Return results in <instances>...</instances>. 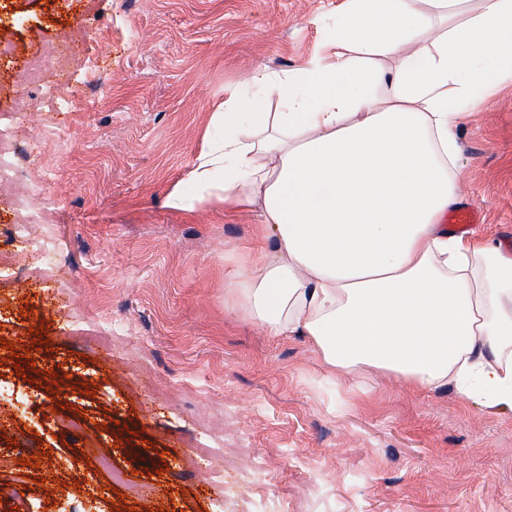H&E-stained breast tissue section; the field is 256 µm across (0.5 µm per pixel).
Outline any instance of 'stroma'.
Masks as SVG:
<instances>
[{
    "instance_id": "1",
    "label": "stroma",
    "mask_w": 512,
    "mask_h": 512,
    "mask_svg": "<svg viewBox=\"0 0 512 512\" xmlns=\"http://www.w3.org/2000/svg\"><path fill=\"white\" fill-rule=\"evenodd\" d=\"M346 0H0V120L49 177L34 207L52 221L68 287L29 279L38 262L0 195V338L36 367L16 374L0 347V483L29 512H512V409L454 386L431 391L379 372L325 365L303 336L275 337L224 308L235 261L266 249L260 207L186 216L166 194L203 146L214 104L251 99L323 54ZM43 69L78 101L38 107L21 73ZM62 129L67 145L42 135ZM460 200L477 237L512 239V82L455 131ZM111 321V363L72 336L70 315ZM60 376L59 391L47 375ZM87 393H79V386ZM80 414L69 430L57 406ZM224 448L187 465L202 423ZM96 438L84 449L85 436ZM111 456L139 498L91 465ZM38 458V466L27 461Z\"/></svg>"
}]
</instances>
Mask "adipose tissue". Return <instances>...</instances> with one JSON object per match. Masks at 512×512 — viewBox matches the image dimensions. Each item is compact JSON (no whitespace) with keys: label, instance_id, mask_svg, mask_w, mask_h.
Returning a JSON list of instances; mask_svg holds the SVG:
<instances>
[{"label":"adipose tissue","instance_id":"obj_1","mask_svg":"<svg viewBox=\"0 0 512 512\" xmlns=\"http://www.w3.org/2000/svg\"><path fill=\"white\" fill-rule=\"evenodd\" d=\"M347 0L326 53L274 92L215 104L168 209L257 205L271 249L228 305L323 362L512 406V259L445 233L459 201L453 130L512 81V0ZM392 57V69L375 58Z\"/></svg>","mask_w":512,"mask_h":512}]
</instances>
